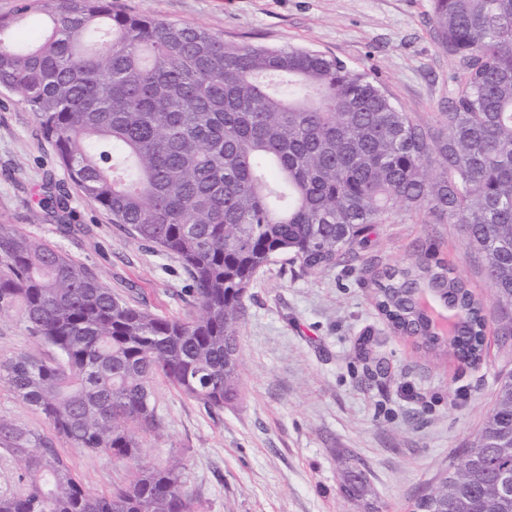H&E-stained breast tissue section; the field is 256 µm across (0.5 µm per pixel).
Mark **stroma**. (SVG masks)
<instances>
[{
  "label": "stroma",
  "mask_w": 512,
  "mask_h": 512,
  "mask_svg": "<svg viewBox=\"0 0 512 512\" xmlns=\"http://www.w3.org/2000/svg\"><path fill=\"white\" fill-rule=\"evenodd\" d=\"M131 14L208 29L227 42L294 46L375 72L403 111L440 128L462 65L438 40L431 0H116ZM67 205L57 217L56 199ZM0 224L56 245L102 276L113 294L156 314H191L180 261L134 241L72 183L18 95L0 93ZM373 246L335 267L302 271L281 256L248 288L239 327L242 392L214 413L164 378L153 402L166 423L142 454L158 465L180 459L201 512H405L452 473L512 375V337L489 322L480 363L435 357L379 315L367 270L401 265L429 249L484 301L492 291L479 254L459 225L418 213L381 224ZM38 344L13 312L0 313V361ZM388 372L369 380V357ZM57 446L85 487L107 492L124 464ZM360 462L370 502L347 497L343 474Z\"/></svg>",
  "instance_id": "1"
}]
</instances>
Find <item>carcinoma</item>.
Masks as SVG:
<instances>
[{"mask_svg":"<svg viewBox=\"0 0 512 512\" xmlns=\"http://www.w3.org/2000/svg\"><path fill=\"white\" fill-rule=\"evenodd\" d=\"M439 44L460 59L461 90L439 136L377 77L296 47L226 42L209 30L131 14L113 0H20L0 16V90L18 94L70 179L135 241L177 256L193 313L129 305L53 244L0 225V310H14L57 357L20 352L0 389L44 416L45 435L0 416V451L17 487L0 512H199L183 467L141 455L165 422L152 402L163 377L212 412L240 395L239 323L255 275L289 255L325 269L372 244L378 224L425 211L460 225L481 255L502 335H512V0H432ZM44 20L40 41L16 29ZM429 252L374 278L379 311L430 342L411 305L435 293L464 315L454 356H482V302ZM127 466L126 481L90 493L56 448ZM512 380L504 379L473 446L434 497L412 512H512ZM343 489L372 495L346 468Z\"/></svg>","mask_w":512,"mask_h":512,"instance_id":"obj_1","label":"carcinoma"}]
</instances>
